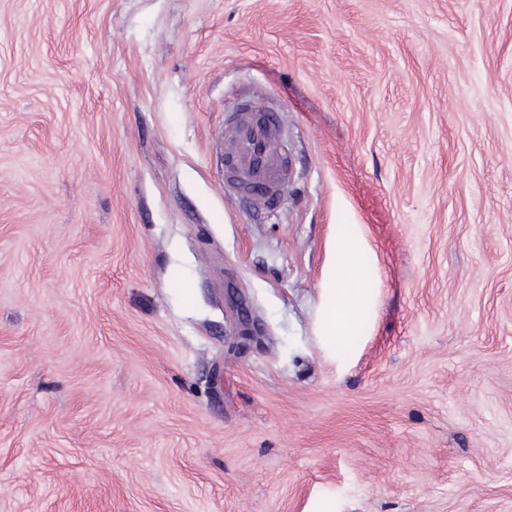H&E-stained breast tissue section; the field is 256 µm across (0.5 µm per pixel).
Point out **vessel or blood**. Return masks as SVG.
Listing matches in <instances>:
<instances>
[{
  "label": "vessel or blood",
  "mask_w": 512,
  "mask_h": 512,
  "mask_svg": "<svg viewBox=\"0 0 512 512\" xmlns=\"http://www.w3.org/2000/svg\"><path fill=\"white\" fill-rule=\"evenodd\" d=\"M228 128V160L236 176V191L252 197L254 203H267L282 186L277 114L241 112L230 118Z\"/></svg>",
  "instance_id": "1"
}]
</instances>
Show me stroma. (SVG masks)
I'll use <instances>...</instances> for the list:
<instances>
[{
  "instance_id": "1",
  "label": "stroma",
  "mask_w": 512,
  "mask_h": 512,
  "mask_svg": "<svg viewBox=\"0 0 512 512\" xmlns=\"http://www.w3.org/2000/svg\"><path fill=\"white\" fill-rule=\"evenodd\" d=\"M0 512H512V0H0ZM228 160L236 191L266 204L282 186L283 169L277 151L280 120L275 112L256 116L240 112L229 119ZM363 250L360 238H349L335 250L327 272L315 327L316 335L332 353L352 336L358 339L357 323L371 299V277L359 258Z\"/></svg>"
}]
</instances>
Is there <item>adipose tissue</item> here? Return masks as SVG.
<instances>
[{
    "instance_id": "adipose-tissue-1",
    "label": "adipose tissue",
    "mask_w": 512,
    "mask_h": 512,
    "mask_svg": "<svg viewBox=\"0 0 512 512\" xmlns=\"http://www.w3.org/2000/svg\"><path fill=\"white\" fill-rule=\"evenodd\" d=\"M360 238L352 237L335 251L316 315V334L328 351L349 343L371 298V277L359 254Z\"/></svg>"
}]
</instances>
